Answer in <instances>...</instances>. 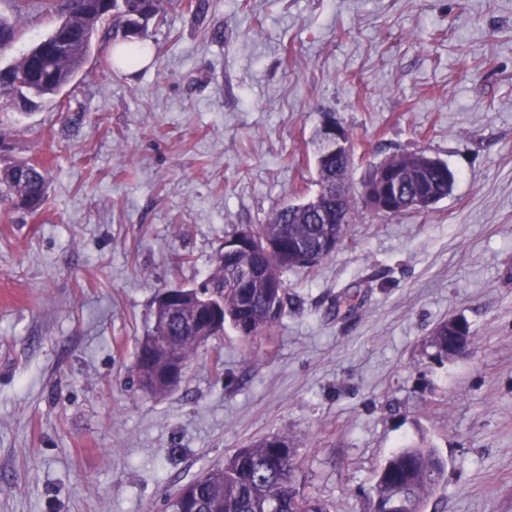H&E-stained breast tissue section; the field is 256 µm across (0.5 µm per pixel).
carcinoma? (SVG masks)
Returning <instances> with one entry per match:
<instances>
[{
  "mask_svg": "<svg viewBox=\"0 0 512 512\" xmlns=\"http://www.w3.org/2000/svg\"><path fill=\"white\" fill-rule=\"evenodd\" d=\"M179 5L193 15L206 9V0H66L65 8L51 31L44 37L42 50L30 47L9 63L3 71L15 84H0V106L18 100L24 106L35 101L49 102L58 96L82 71L92 49L98 27L112 19L114 31L124 29L126 21L138 12L151 20L166 6ZM146 27L138 23L122 35L127 45L121 61L136 59V40ZM16 29L0 17V56L16 41ZM318 204L298 203L274 213L267 224L249 227L259 238L252 251L224 256L216 252L214 270L201 281L204 294L224 303V324L210 332L214 336L229 325L243 340L250 341L267 331L285 313L288 306L284 275L294 268H313L330 256L323 249L327 236L341 244L350 225L330 224L336 217V201L323 196L325 183L337 180L345 189L343 203L348 213L355 210V198L348 185L349 164L344 159L326 157L321 138L314 142ZM390 163L407 170L399 208L411 210L416 190L435 204L446 198L456 179L438 168L417 169L409 154L390 157ZM47 193V174L34 163H18L0 171V202L27 212L39 211ZM294 246L311 255L306 263L285 260L284 249ZM199 301L186 302L180 314L164 321V314L153 312L150 333L137 346L136 368L140 382L148 381L157 395L169 393L164 380L156 376L169 360L185 365L200 347L195 322ZM439 358L471 348L474 338H462L454 320L437 324L429 336ZM296 450L282 434L267 435L245 448L235 450L224 464L178 488L169 496V512H330L328 506L305 495L298 487ZM445 462L437 451L423 443L403 445L393 451L380 467L372 488L370 512H395L398 496L413 512H420L428 496L442 483Z\"/></svg>",
  "mask_w": 512,
  "mask_h": 512,
  "instance_id": "carcinoma-1",
  "label": "carcinoma"
}]
</instances>
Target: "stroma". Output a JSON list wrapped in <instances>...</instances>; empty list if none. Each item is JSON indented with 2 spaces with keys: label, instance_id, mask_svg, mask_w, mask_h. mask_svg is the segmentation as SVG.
Segmentation results:
<instances>
[{
  "label": "stroma",
  "instance_id": "obj_1",
  "mask_svg": "<svg viewBox=\"0 0 512 512\" xmlns=\"http://www.w3.org/2000/svg\"><path fill=\"white\" fill-rule=\"evenodd\" d=\"M10 63L56 22L0 0ZM145 65L95 39L56 102L0 109V169L48 173L0 207V512H166L180 486L288 436L305 493L368 512L386 457L446 461L426 512H512V0H208L149 21ZM349 134L353 187L423 151L457 179L428 210L356 207L344 242L285 276L252 341L200 348L179 386L140 389L159 289L212 270L225 235L319 187L311 140ZM475 342L440 359L433 328ZM47 193V174L34 163H18L1 170L0 202L27 212L39 211Z\"/></svg>",
  "mask_w": 512,
  "mask_h": 512
}]
</instances>
